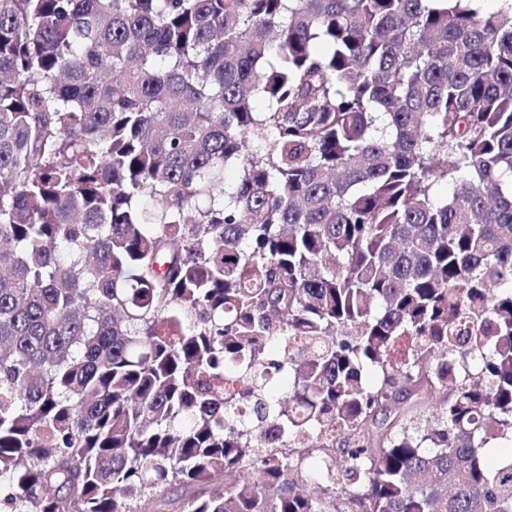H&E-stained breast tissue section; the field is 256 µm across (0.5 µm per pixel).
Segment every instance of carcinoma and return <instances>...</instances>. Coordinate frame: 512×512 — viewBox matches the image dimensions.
Instances as JSON below:
<instances>
[{
	"mask_svg": "<svg viewBox=\"0 0 512 512\" xmlns=\"http://www.w3.org/2000/svg\"><path fill=\"white\" fill-rule=\"evenodd\" d=\"M488 2L0 0V512H512Z\"/></svg>",
	"mask_w": 512,
	"mask_h": 512,
	"instance_id": "1",
	"label": "carcinoma"
}]
</instances>
